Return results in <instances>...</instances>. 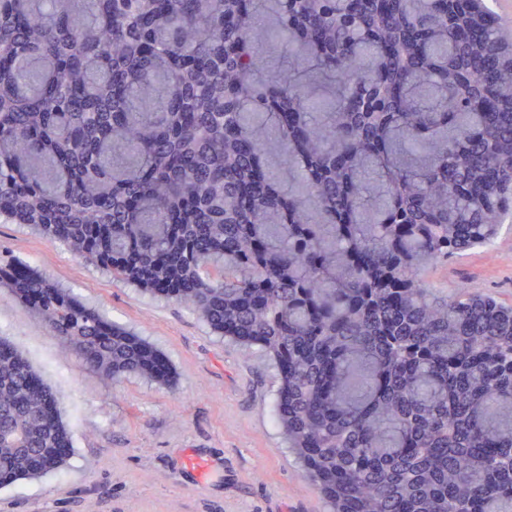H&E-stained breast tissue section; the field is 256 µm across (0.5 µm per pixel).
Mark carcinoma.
Segmentation results:
<instances>
[{
    "mask_svg": "<svg viewBox=\"0 0 512 512\" xmlns=\"http://www.w3.org/2000/svg\"><path fill=\"white\" fill-rule=\"evenodd\" d=\"M511 211L482 0H0V220L266 351L331 512H512V306L420 278ZM0 288L105 383H170L63 285ZM36 377L0 348L5 487L67 462Z\"/></svg>",
    "mask_w": 512,
    "mask_h": 512,
    "instance_id": "obj_1",
    "label": "carcinoma"
}]
</instances>
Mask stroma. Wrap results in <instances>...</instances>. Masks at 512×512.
I'll return each instance as SVG.
<instances>
[{
    "label": "stroma",
    "mask_w": 512,
    "mask_h": 512,
    "mask_svg": "<svg viewBox=\"0 0 512 512\" xmlns=\"http://www.w3.org/2000/svg\"><path fill=\"white\" fill-rule=\"evenodd\" d=\"M14 263L147 338L173 378L104 383L0 290V336L58 396L74 445L58 471L0 488V512H325L275 422L273 370L259 348L228 344L184 305L0 221V265ZM421 279L438 297L465 287L512 305V215L493 246L428 267Z\"/></svg>",
    "instance_id": "35a3bbf8"
}]
</instances>
